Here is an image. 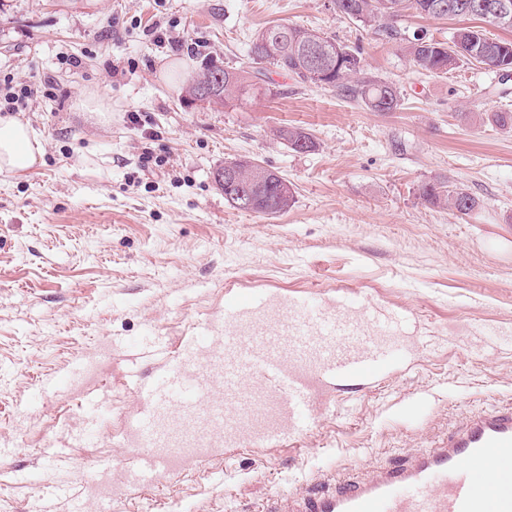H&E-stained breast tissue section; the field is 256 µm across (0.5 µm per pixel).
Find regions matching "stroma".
Returning <instances> with one entry per match:
<instances>
[{
	"mask_svg": "<svg viewBox=\"0 0 512 512\" xmlns=\"http://www.w3.org/2000/svg\"><path fill=\"white\" fill-rule=\"evenodd\" d=\"M274 23L358 49L360 79L395 86L399 108L374 112L270 67L253 75L268 94L189 102L191 76L250 69L251 39ZM468 24L411 12L390 39L331 0H0V79L39 88L25 116L43 144L26 178L0 173V512H45L44 449L63 448L80 480L82 461H112L144 405L128 370L152 378L164 361L153 343L174 360L196 321L221 322L228 281L331 307L346 294L400 318L409 350L378 377L328 382L297 441L230 443L163 488L113 498L112 512H258L512 405V131L491 121L512 112V76L471 62L431 75L406 52L414 35L446 42ZM90 95L110 102V122L78 108ZM294 127L314 150L280 138ZM235 160L281 175L288 211L227 204L213 174ZM428 182L477 208L427 203ZM102 342L111 371L68 375ZM100 389L108 418L63 446Z\"/></svg>",
	"mask_w": 512,
	"mask_h": 512,
	"instance_id": "obj_1",
	"label": "stroma"
}]
</instances>
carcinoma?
Wrapping results in <instances>:
<instances>
[{
    "instance_id": "carcinoma-1",
    "label": "carcinoma",
    "mask_w": 512,
    "mask_h": 512,
    "mask_svg": "<svg viewBox=\"0 0 512 512\" xmlns=\"http://www.w3.org/2000/svg\"><path fill=\"white\" fill-rule=\"evenodd\" d=\"M488 0H332L334 10L343 17L362 23L382 19L394 21L408 11L433 18H474L484 20L481 11ZM412 64L430 74L446 73L459 61L477 62L498 71L512 70V41L490 39L473 27H461L451 43L414 36L407 47ZM249 57L254 64H268L303 83L341 88L360 98L374 112H393L399 107L400 96L390 85L375 81L348 80L361 71V59L348 46L296 25L276 23L261 30L252 41ZM268 93L250 82L247 71L210 65L192 76L189 99L209 98V103L224 105L231 100H244L258 92ZM293 150L305 143L308 150L316 148L312 136L300 128L280 131ZM236 179H224V169L215 174L224 190V199L231 203L235 195L254 185L263 184V195L254 212L275 215L288 211L293 194L288 183L278 173L248 161L228 163ZM423 199L434 205H446L461 214L477 206L476 199L462 188H449L439 183L421 186Z\"/></svg>"
}]
</instances>
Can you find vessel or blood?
Instances as JSON below:
<instances>
[{
  "instance_id": "b4317fda",
  "label": "vessel or blood",
  "mask_w": 512,
  "mask_h": 512,
  "mask_svg": "<svg viewBox=\"0 0 512 512\" xmlns=\"http://www.w3.org/2000/svg\"><path fill=\"white\" fill-rule=\"evenodd\" d=\"M196 328L206 349L187 352L164 372L153 411L136 420L145 439L153 437L156 415L200 406L199 383L210 357L222 362L224 404L212 413L216 428L232 438L237 418L258 412L267 395L283 421L264 437L278 443L316 422L315 382L373 378L404 354L394 341L395 322L371 307L332 310L231 284L222 327L201 320ZM115 455L128 458L139 473L134 488L142 490L155 453L131 457L119 448ZM45 459L58 493L71 497L72 512H85L82 495L63 475L60 449H48ZM262 512H512V406L471 414L446 440L412 452L404 462L275 498Z\"/></svg>"
}]
</instances>
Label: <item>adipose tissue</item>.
<instances>
[{
	"label": "adipose tissue",
	"mask_w": 512,
	"mask_h": 512,
	"mask_svg": "<svg viewBox=\"0 0 512 512\" xmlns=\"http://www.w3.org/2000/svg\"><path fill=\"white\" fill-rule=\"evenodd\" d=\"M43 146L29 121L22 117H0V172L22 176L42 157Z\"/></svg>",
	"instance_id": "obj_1"
}]
</instances>
